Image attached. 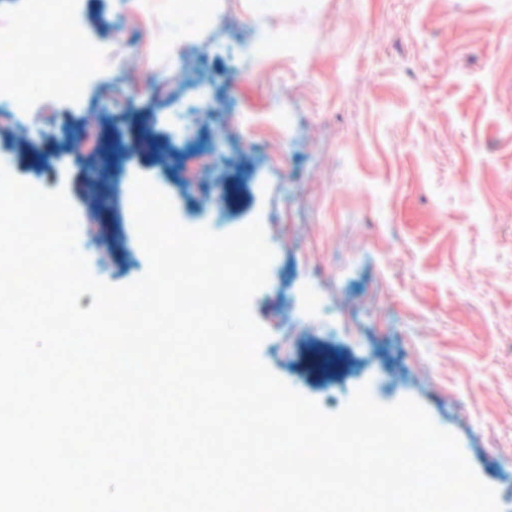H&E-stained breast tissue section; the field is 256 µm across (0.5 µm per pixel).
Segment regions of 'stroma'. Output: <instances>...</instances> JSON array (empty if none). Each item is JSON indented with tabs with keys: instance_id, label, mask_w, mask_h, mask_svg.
<instances>
[{
	"instance_id": "obj_1",
	"label": "stroma",
	"mask_w": 512,
	"mask_h": 512,
	"mask_svg": "<svg viewBox=\"0 0 512 512\" xmlns=\"http://www.w3.org/2000/svg\"><path fill=\"white\" fill-rule=\"evenodd\" d=\"M208 2L201 27L169 0H83L87 38L136 39L129 66L182 77L131 87L117 110L102 72L82 108L49 106L42 135L0 126V166L65 191L89 271L112 286L148 268L129 218L136 177L167 190L185 226L262 222L274 258L250 304L260 360L328 414L363 386L382 405L418 402L512 512V0ZM120 7L130 26L115 23ZM260 28L316 40L256 61ZM177 33L183 62L152 52ZM198 83L220 111L202 110ZM282 107L296 114L287 131ZM171 112L189 114L191 135ZM217 140L187 181L182 155ZM311 289L316 316L301 304Z\"/></svg>"
}]
</instances>
